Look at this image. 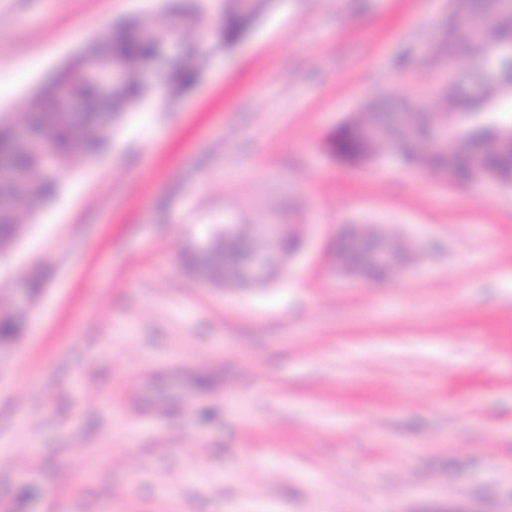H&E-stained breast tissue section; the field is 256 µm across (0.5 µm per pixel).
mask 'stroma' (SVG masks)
Instances as JSON below:
<instances>
[{
    "label": "stroma",
    "mask_w": 512,
    "mask_h": 512,
    "mask_svg": "<svg viewBox=\"0 0 512 512\" xmlns=\"http://www.w3.org/2000/svg\"><path fill=\"white\" fill-rule=\"evenodd\" d=\"M167 3L0 0V115ZM447 10L275 0L65 167L0 253V512H512V189L325 143L374 94L432 91ZM263 217L307 241L276 282L186 271L216 225ZM357 221L423 250L350 279L331 254Z\"/></svg>",
    "instance_id": "stroma-1"
}]
</instances>
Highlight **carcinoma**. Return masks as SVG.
Here are the masks:
<instances>
[{
    "label": "carcinoma",
    "instance_id": "obj_1",
    "mask_svg": "<svg viewBox=\"0 0 512 512\" xmlns=\"http://www.w3.org/2000/svg\"><path fill=\"white\" fill-rule=\"evenodd\" d=\"M267 5L266 0H224L220 33L208 46H190L188 59L167 73L170 89L179 92L192 86L198 75L195 59L207 50L236 46ZM206 11V0H193L187 7H169L164 19L152 27H140L131 21L117 25L103 42L59 70L30 104L31 121L47 137L48 148L33 153L15 150L10 137L11 123L1 117L0 158L13 168L26 170L29 179L18 189L0 175V195L13 194L32 203L53 200L60 191V177L48 175L46 169L53 165L60 171L73 156L87 155L109 143L110 129L101 125L100 109L107 108L113 119L118 120L149 96L144 74L157 56L154 33L177 41L180 27L175 18L192 20ZM509 39L512 40V6L500 0H448V12L439 23L438 40L432 52V57L444 61L448 73V78L437 86V107H432L425 97L385 93L370 98L327 139L328 147L340 163L350 166H370L389 148L416 170L450 164L464 178L481 167L496 177L498 186L511 189L512 119L504 114L509 112L505 101L512 96L503 94L493 102L484 94L464 96L459 94L453 78L458 61L466 58L476 68L481 86H487L493 77L505 86L512 83L511 66L503 65L494 75L485 68L491 48ZM112 63L123 68L125 79L106 97L96 84L84 79L83 72L87 67ZM75 97L84 103V115L78 122L69 109V101ZM370 122L376 127L374 139L362 134V128ZM22 223L23 217L17 211L0 212V246L12 242ZM263 225L262 219L245 224L233 241L214 245L213 255L205 256V260L215 279L224 280V266L239 268L253 251L298 248L294 237L275 244L269 242L262 234ZM345 234H359L363 240L362 249L344 256L347 264L368 269V276L374 280L393 276L388 267L370 262L376 243L360 234L359 223H353Z\"/></svg>",
    "mask_w": 512,
    "mask_h": 512
}]
</instances>
